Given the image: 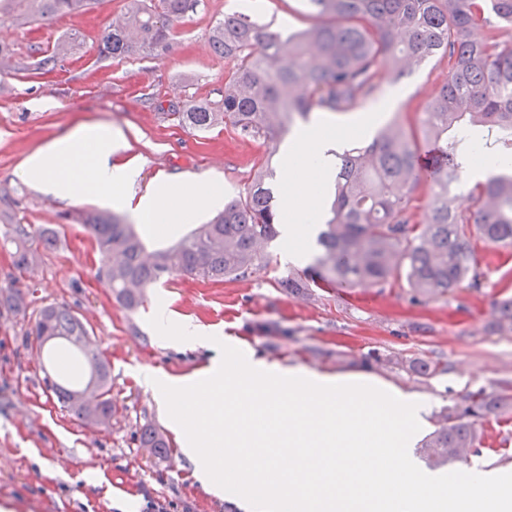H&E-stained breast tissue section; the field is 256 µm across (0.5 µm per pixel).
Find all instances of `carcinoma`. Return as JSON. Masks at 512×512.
Wrapping results in <instances>:
<instances>
[{"label": "carcinoma", "mask_w": 512, "mask_h": 512, "mask_svg": "<svg viewBox=\"0 0 512 512\" xmlns=\"http://www.w3.org/2000/svg\"><path fill=\"white\" fill-rule=\"evenodd\" d=\"M95 0H0V20L20 27L57 15H80ZM321 23L287 37L245 13L227 15L210 32L216 52L232 64L218 101L186 100L165 113L188 130L206 131L230 124L265 144L289 131L314 110L350 112L374 100L378 77L398 82L426 61L448 59V77L422 110L419 129L393 121L369 142L358 141L336 153L331 193L322 214L324 228L314 258L318 281L286 279L290 290L313 286H383L403 281L413 299H439L462 284H482L474 240L512 248V168L478 183L466 203L449 189L464 161L460 146L475 135L490 155L512 162V0H306ZM204 7V0H126L122 23L107 30L103 48L114 59L142 54L163 56L177 36L176 24ZM73 47L59 41L42 55L38 68L55 70ZM19 69L14 50L0 43V71ZM433 144L445 161L431 175L429 220L413 221L420 181L421 148ZM256 184L208 224H200L174 244L147 251L136 229L107 212L66 216L82 224L101 255L99 277L128 308L142 303L145 290L177 274L203 281L246 278L270 263L268 248L280 236L286 216L277 211L273 192ZM17 202L0 190V244L13 249V267L27 272L39 247L53 245L55 230L38 233L18 222ZM29 289L0 294V307L24 312ZM497 327L512 332V298L499 303ZM46 361L55 366L58 344L72 351L69 369L44 372L45 391L81 421L108 424L115 412L108 360L93 348L87 325L65 306L40 308L31 326ZM99 392V413L79 401L88 387ZM512 413V388L491 394L478 389L444 411L419 452L433 467L467 460L479 451L478 422ZM140 445L162 456L167 439L156 428H140Z\"/></svg>", "instance_id": "cac0c4a2"}]
</instances>
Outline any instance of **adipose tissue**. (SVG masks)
<instances>
[{
	"label": "adipose tissue",
	"mask_w": 512,
	"mask_h": 512,
	"mask_svg": "<svg viewBox=\"0 0 512 512\" xmlns=\"http://www.w3.org/2000/svg\"><path fill=\"white\" fill-rule=\"evenodd\" d=\"M357 131L354 124L333 130L317 121L285 146L281 203L287 219L282 236L288 244L289 257L309 250L317 214L331 186L334 169L331 151L337 140L353 136ZM122 142V133L83 124L32 154L26 174L36 186L62 200L75 196L76 178L81 175L94 195L110 204L122 205L127 201L129 183L138 176L135 169L110 162L113 151ZM223 194V187L210 183L163 184L139 203L136 216L141 223L156 228L183 224L212 206Z\"/></svg>",
	"instance_id": "adipose-tissue-1"
}]
</instances>
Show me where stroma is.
I'll use <instances>...</instances> for the list:
<instances>
[{"label":"stroma","instance_id":"stroma-1","mask_svg":"<svg viewBox=\"0 0 512 512\" xmlns=\"http://www.w3.org/2000/svg\"><path fill=\"white\" fill-rule=\"evenodd\" d=\"M248 0H206L182 20L178 38L163 56L118 60L102 53V37L124 0H102L79 16L22 28L0 21V38L14 44L19 70L0 73V188L16 199L21 223L53 226L52 247L41 250L34 274L17 276L0 248V289L33 286L29 311L0 312V512H245L239 496L203 484L185 453L186 437L161 405L146 377L162 382L210 368L219 343L253 351L269 363L326 373L360 371V358L375 352L405 361L441 362L445 373L428 380L393 365L374 375L407 392L428 395L432 414L454 407L468 392L512 382V332H500L498 304L511 297L504 274L512 251L476 242L485 272L480 287L457 288L437 300H414L399 284L365 286L342 294L325 288L291 292L282 283L301 272L283 240H276L267 269L224 282L177 275L146 291L143 306L123 307L98 272L100 254L82 225L61 224L60 214L113 210L135 223L132 208H109L90 191L60 201L23 175L26 159L76 125L121 130L125 141L116 165L141 169V187L154 181L199 180L220 184L232 199L251 186L259 164L279 170L281 144L238 136L231 126L193 131L164 119L151 103L189 97L220 98L228 61L208 52V33ZM266 20L299 31L314 24L304 0H258ZM79 45L52 73L37 67L42 51L70 35ZM448 74L432 61L399 84H386L377 102L322 120L343 125L370 116L417 126L423 103ZM53 303L70 308L87 325L112 368L117 411L107 427L83 424L46 394L34 337L35 312ZM195 327L202 343L190 346L179 332ZM168 439L166 455L141 447L143 425ZM485 450L478 464L512 473V419L490 416L479 426Z\"/></svg>","mask_w":512,"mask_h":512}]
</instances>
